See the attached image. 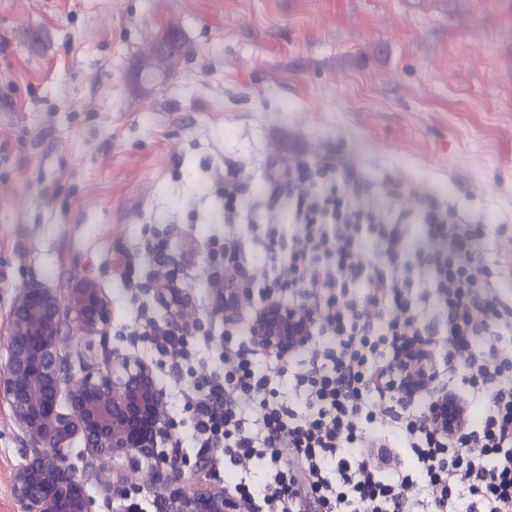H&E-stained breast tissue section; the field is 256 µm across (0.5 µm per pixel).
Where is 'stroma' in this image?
<instances>
[{
  "label": "stroma",
  "instance_id": "1",
  "mask_svg": "<svg viewBox=\"0 0 512 512\" xmlns=\"http://www.w3.org/2000/svg\"><path fill=\"white\" fill-rule=\"evenodd\" d=\"M192 46L147 77L160 25ZM0 334L18 286L92 277L112 300L104 337L72 334L74 368L128 351L153 363L176 439L191 412L183 382L222 369L212 340L240 325L212 316L217 183L260 202L269 159L341 158L364 201L415 210L430 197L488 225L487 264L512 253V0H0ZM161 235L202 317L196 362L130 335L142 301L112 257ZM29 439L0 397V512Z\"/></svg>",
  "mask_w": 512,
  "mask_h": 512
}]
</instances>
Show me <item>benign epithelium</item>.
<instances>
[{
  "mask_svg": "<svg viewBox=\"0 0 512 512\" xmlns=\"http://www.w3.org/2000/svg\"><path fill=\"white\" fill-rule=\"evenodd\" d=\"M220 285L214 314L237 320L236 302L250 293L238 277L233 288ZM151 292L172 324L185 333L200 326L194 303L176 274L154 282ZM315 316L309 308L267 298L257 306L250 339L272 357H287L312 340ZM112 325V301L94 279H79L61 295L29 282L16 290L10 312L6 360L0 364V394L11 405L16 425L31 439L26 463L12 478L20 512H93V499L71 461L75 440L103 462L99 470L112 497L123 498L137 482L163 491L167 512H237V502L211 482L186 493L179 486V460L167 451L175 423L154 366L130 352H114L101 365L76 374L62 353L74 327L85 337L105 336ZM397 384L413 399L436 391L434 353L426 342L412 344L399 358ZM428 420L440 431L461 432L460 404L443 391L434 396Z\"/></svg>",
  "mask_w": 512,
  "mask_h": 512,
  "instance_id": "benign-epithelium-1",
  "label": "benign epithelium"
}]
</instances>
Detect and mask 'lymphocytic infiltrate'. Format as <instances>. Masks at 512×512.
Here are the masks:
<instances>
[{
    "instance_id": "obj_1",
    "label": "lymphocytic infiltrate",
    "mask_w": 512,
    "mask_h": 512,
    "mask_svg": "<svg viewBox=\"0 0 512 512\" xmlns=\"http://www.w3.org/2000/svg\"><path fill=\"white\" fill-rule=\"evenodd\" d=\"M330 171L305 193L266 164L269 219L248 262L225 171L228 273L249 268L266 290L300 295L319 341L288 398L284 365L225 335L223 370L181 392L192 446L222 449L239 470L224 489L240 512H512V294L484 264V225L430 209L416 245L404 216L360 207L352 169ZM437 336L466 388L457 436L411 410L391 378L404 343ZM245 398L253 417L239 409Z\"/></svg>"
}]
</instances>
